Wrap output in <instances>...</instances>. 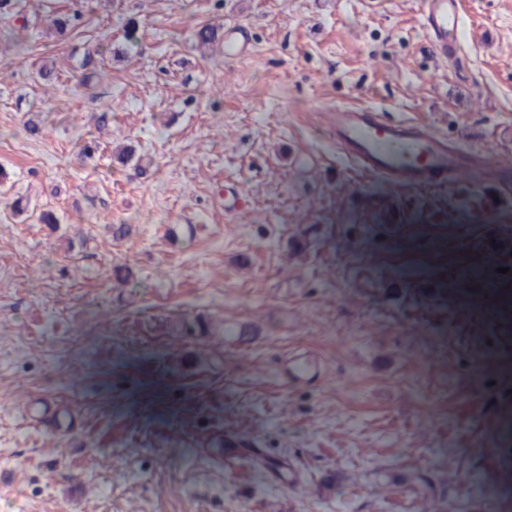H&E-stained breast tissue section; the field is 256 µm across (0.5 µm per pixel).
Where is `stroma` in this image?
<instances>
[{
  "label": "stroma",
  "instance_id": "35a3bbf8",
  "mask_svg": "<svg viewBox=\"0 0 512 512\" xmlns=\"http://www.w3.org/2000/svg\"><path fill=\"white\" fill-rule=\"evenodd\" d=\"M24 4V49L0 27V512H512L481 479L512 481V404L488 420L467 395L512 341V305H480L493 270L512 283V0H466L448 62L418 0ZM73 10L80 34L55 36ZM233 23L248 56L196 49L199 27ZM339 104L501 161L424 190L370 181L324 128ZM129 144L147 172L115 160ZM228 190L244 210L218 205ZM399 265L421 271L404 291L384 285ZM202 319L249 337L251 375ZM298 338L324 377L291 394L274 375ZM46 401L70 429L28 421ZM263 450L327 492L270 479Z\"/></svg>",
  "mask_w": 512,
  "mask_h": 512
}]
</instances>
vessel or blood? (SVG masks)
<instances>
[{
	"label": "vessel or blood",
	"mask_w": 512,
	"mask_h": 512,
	"mask_svg": "<svg viewBox=\"0 0 512 512\" xmlns=\"http://www.w3.org/2000/svg\"><path fill=\"white\" fill-rule=\"evenodd\" d=\"M418 15L429 49L441 59H456L465 18L463 0H419ZM249 45L244 27L225 28V57L248 55ZM327 123L344 157L370 178H402L423 186L439 179L452 182L460 174L461 154L422 121L390 119L374 105H339L329 111ZM323 373V363L299 344L280 363L276 378L281 387L297 392L320 383ZM263 462L276 481L302 488L295 472L287 471L277 458L267 455Z\"/></svg>",
	"instance_id": "1"
}]
</instances>
